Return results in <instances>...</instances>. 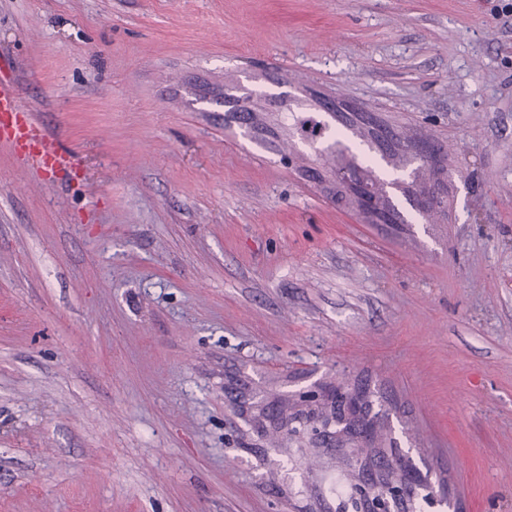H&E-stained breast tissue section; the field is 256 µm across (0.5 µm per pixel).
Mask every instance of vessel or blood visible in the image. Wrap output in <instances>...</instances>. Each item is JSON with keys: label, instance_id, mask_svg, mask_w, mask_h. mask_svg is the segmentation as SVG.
<instances>
[{"label": "vessel or blood", "instance_id": "1", "mask_svg": "<svg viewBox=\"0 0 512 512\" xmlns=\"http://www.w3.org/2000/svg\"><path fill=\"white\" fill-rule=\"evenodd\" d=\"M0 138L19 146L45 170L73 166L74 158L53 135L41 131L19 103L16 82L0 83Z\"/></svg>", "mask_w": 512, "mask_h": 512}]
</instances>
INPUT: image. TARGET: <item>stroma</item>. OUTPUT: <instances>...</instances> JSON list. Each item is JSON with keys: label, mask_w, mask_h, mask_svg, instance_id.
<instances>
[{"label": "stroma", "mask_w": 512, "mask_h": 512, "mask_svg": "<svg viewBox=\"0 0 512 512\" xmlns=\"http://www.w3.org/2000/svg\"><path fill=\"white\" fill-rule=\"evenodd\" d=\"M511 1L0 0L75 158L0 140V512H355L343 381L416 512H512ZM324 98L443 144L434 217L337 200L285 117ZM382 197L383 207L369 213L372 216V221L374 223L379 221L384 224H408L404 213L392 203L391 198L385 192H383Z\"/></svg>", "instance_id": "35a3bbf8"}]
</instances>
